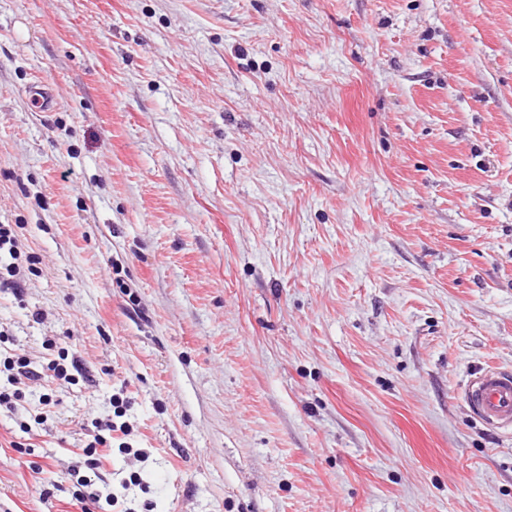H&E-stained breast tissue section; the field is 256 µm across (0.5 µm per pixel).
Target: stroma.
I'll use <instances>...</instances> for the list:
<instances>
[{"label":"stroma","mask_w":512,"mask_h":512,"mask_svg":"<svg viewBox=\"0 0 512 512\" xmlns=\"http://www.w3.org/2000/svg\"><path fill=\"white\" fill-rule=\"evenodd\" d=\"M0 224V512H512V0H0ZM13 224H0V283L2 269V254L11 260H17L20 255V243ZM66 356L64 352L59 353L58 359H47L40 369L34 368L32 362L22 354H14L4 360L3 366L9 372L8 381L13 388H0V408H13L17 401L25 398L24 389L30 384H38L44 388L43 384L50 377L72 379L74 376L69 373V367L65 363ZM464 399L488 428L512 430V370L493 367L476 374L464 389ZM112 444V434L105 436L98 434L94 437V441L89 443L82 449L83 455L86 457V463L90 470H98L103 465L106 456L110 453Z\"/></svg>","instance_id":"35a3bbf8"}]
</instances>
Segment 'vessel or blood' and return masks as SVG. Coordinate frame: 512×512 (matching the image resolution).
Instances as JSON below:
<instances>
[{
	"label": "vessel or blood",
	"instance_id": "1",
	"mask_svg": "<svg viewBox=\"0 0 512 512\" xmlns=\"http://www.w3.org/2000/svg\"><path fill=\"white\" fill-rule=\"evenodd\" d=\"M464 399L488 428L512 430V370L493 367L476 374L464 389Z\"/></svg>",
	"mask_w": 512,
	"mask_h": 512
}]
</instances>
